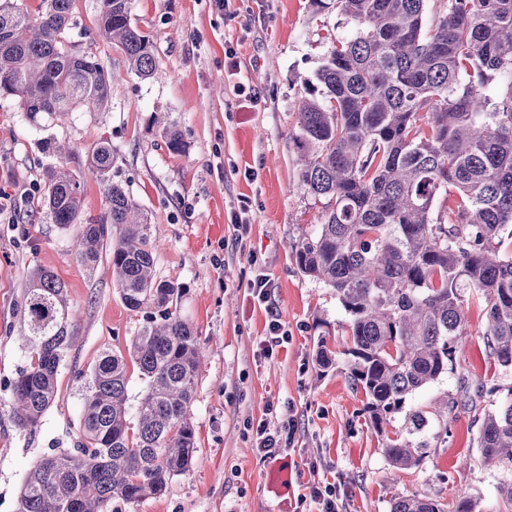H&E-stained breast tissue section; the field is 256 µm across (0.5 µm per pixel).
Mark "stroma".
Masks as SVG:
<instances>
[{"mask_svg":"<svg viewBox=\"0 0 512 512\" xmlns=\"http://www.w3.org/2000/svg\"><path fill=\"white\" fill-rule=\"evenodd\" d=\"M99 0H74L76 50L95 53L110 74L109 108L73 112L39 127L16 98L0 97V191L21 199L0 216V512H16L28 469L42 456L79 447L87 379L102 352H127L144 324L120 299L107 261L88 271L71 250L72 230L52 224L38 203L51 138L87 160L110 142L112 179L151 219L156 275L184 290L182 318L208 349L191 416L197 462L173 477L166 493L112 512H318L312 484L340 489L343 512H390L395 495H428L445 504L471 496L480 512H497L500 470L483 465L477 435L485 413L512 399V369L486 347L485 304L468 291L469 336L453 370L418 391L414 408L453 402L447 425L430 422L429 448L410 470L393 467L384 438L404 432L396 417L377 433L353 389L342 354L346 315L332 288L300 273L291 244L320 223L321 201L298 182L292 137L296 102L335 39L354 30L336 9L311 0H132V21L154 42L158 72H131L120 50L97 32ZM167 113L185 150L170 152L153 113ZM48 268L61 278L74 309V343L57 374L58 399L29 433L11 411V385L32 359L19 339L27 273ZM269 300H254L257 276ZM287 342L266 355L270 319ZM336 357L317 362L318 346ZM290 405L295 431L276 459L261 460L255 429L268 405Z\"/></svg>","mask_w":512,"mask_h":512,"instance_id":"1","label":"stroma"}]
</instances>
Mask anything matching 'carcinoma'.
<instances>
[{"mask_svg": "<svg viewBox=\"0 0 512 512\" xmlns=\"http://www.w3.org/2000/svg\"><path fill=\"white\" fill-rule=\"evenodd\" d=\"M354 23L304 82L294 136L299 184L325 200L323 222L291 245L302 274L333 288L346 316L350 379L380 434L405 413L406 435L386 437L399 469L430 448L426 412L411 397L453 364L468 336L465 291L484 299L490 355L512 368V0H334ZM73 0H0V96L19 100L30 120L111 104L112 80L91 53L65 49ZM132 0H100L97 27L142 78L157 72L154 45L132 24ZM166 145L183 151L175 124ZM43 209L68 229L81 214V187L102 186L105 211L74 237L79 261L95 270L107 254L123 304L149 308L129 357L104 352L91 369L80 416L85 443L39 459L16 512H110L163 495L196 462L190 407L205 343L174 301L183 289L157 279L148 214L112 181V144L83 165L42 142ZM453 194L454 205L436 209ZM21 331L33 356L12 387L15 425L33 432L56 402V375L74 337L67 289L36 269L22 302ZM147 390L130 416L127 360ZM136 427H131V424ZM483 462L511 474L498 486L512 512V401L484 416ZM390 512H445L429 496H398Z\"/></svg>", "mask_w": 512, "mask_h": 512, "instance_id": "obj_1", "label": "carcinoma"}]
</instances>
